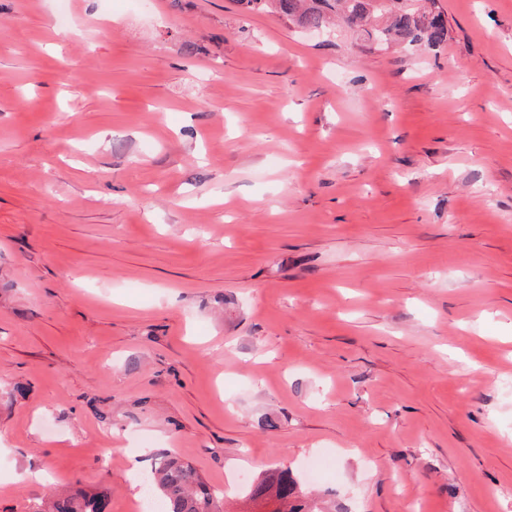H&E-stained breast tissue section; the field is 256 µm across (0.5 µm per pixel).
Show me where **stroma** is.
Wrapping results in <instances>:
<instances>
[{
    "instance_id": "35a3bbf8",
    "label": "stroma",
    "mask_w": 512,
    "mask_h": 512,
    "mask_svg": "<svg viewBox=\"0 0 512 512\" xmlns=\"http://www.w3.org/2000/svg\"><path fill=\"white\" fill-rule=\"evenodd\" d=\"M440 51L237 0H0V512H512V0ZM41 470L33 482L25 470ZM147 483L163 502V512H229L224 490L205 482L194 468L175 458L155 459ZM248 497L261 506L272 507L266 512H321L289 469L263 478L250 488ZM108 507L107 492L91 494L77 490L69 494H53L33 507L31 512H106Z\"/></svg>"
}]
</instances>
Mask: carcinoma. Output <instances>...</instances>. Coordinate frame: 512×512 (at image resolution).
I'll return each mask as SVG.
<instances>
[{"mask_svg":"<svg viewBox=\"0 0 512 512\" xmlns=\"http://www.w3.org/2000/svg\"><path fill=\"white\" fill-rule=\"evenodd\" d=\"M249 11L276 10L305 28H324L340 20L357 29L364 40L382 49L392 42L410 47H442L448 28L441 12L428 9L425 0H237ZM164 504V512H229L224 491L205 482L191 466L162 456L151 465L147 480ZM248 497L269 512H321L310 501L289 469L280 470L253 485ZM105 491L77 490L53 494L32 512H106Z\"/></svg>","mask_w":512,"mask_h":512,"instance_id":"cac0c4a2","label":"carcinoma"}]
</instances>
